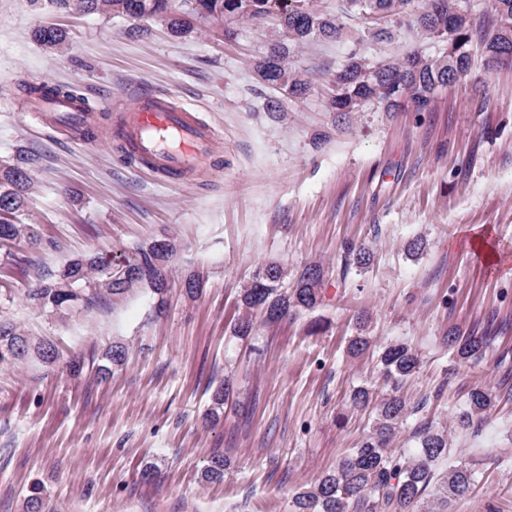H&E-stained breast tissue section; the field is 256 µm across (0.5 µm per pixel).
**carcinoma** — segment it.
Returning <instances> with one entry per match:
<instances>
[{"instance_id":"obj_1","label":"carcinoma","mask_w":512,"mask_h":512,"mask_svg":"<svg viewBox=\"0 0 512 512\" xmlns=\"http://www.w3.org/2000/svg\"><path fill=\"white\" fill-rule=\"evenodd\" d=\"M60 7H75L82 12L118 15L132 20L160 16L169 21L170 29L179 33L185 27L183 15L190 14L219 26L257 24L271 18L275 28L269 52L259 57L255 75L259 83L272 85L284 94L301 98L312 88L306 75L288 66L290 48L299 47L315 37L339 39L343 25L322 12L317 0H56ZM349 11L363 16L386 18L407 14L413 17L417 33L424 40L448 41L443 52L425 56L417 49L398 54L372 65L357 52L333 74L335 94L330 100L334 112H357L367 102H376L386 112H400L389 93L394 82H405L414 91L413 111L425 112L442 86L466 77L471 58L458 53L461 45L473 40L482 43L485 64L493 66L512 60V0H492L495 16L493 33L486 36L472 18L462 12L457 0H345ZM36 37L43 44L58 46L66 41V32L56 27H41ZM28 176L20 167L0 169V243L26 238L40 242L32 224H15L13 218L27 203ZM170 244L157 242L140 248L136 256L114 261L102 253L70 259L60 270L29 289L25 299L37 308L65 314L75 305L87 302L104 292L120 294L136 282H145L164 303L167 289L166 262ZM287 278L277 264L258 271L241 296L249 310L263 314L269 322L315 307L321 301V271L307 268L295 278L291 287H283ZM457 358L466 363L485 351L486 336H466L449 340ZM34 354L52 362L57 353L47 341L34 342L7 321L0 320V366ZM126 352L120 345L106 350L95 373L105 379L111 367L124 362ZM380 376L393 393L377 406L372 431L352 449L336 468L323 474L292 500V512H433L418 504L425 493L436 489V500L448 504L464 496L473 481V472L455 468L443 475L435 462L448 453V433L433 424L414 423L413 448L396 454L390 443L404 421L414 414L405 400L395 393L399 385L419 369L420 361L413 350L402 343L385 346L378 356ZM230 386L216 388L206 417L215 421L224 413ZM495 396L482 389L470 391L466 407L459 416L463 428L481 420L493 405ZM224 478V459L217 458L202 472L205 482Z\"/></svg>"}]
</instances>
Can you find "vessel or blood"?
Here are the masks:
<instances>
[{
  "mask_svg": "<svg viewBox=\"0 0 512 512\" xmlns=\"http://www.w3.org/2000/svg\"><path fill=\"white\" fill-rule=\"evenodd\" d=\"M41 107L54 122L81 128L91 112L79 100L49 96ZM214 132L186 104L163 92L138 93L122 113L113 140L140 169L169 179L197 173L211 154Z\"/></svg>",
  "mask_w": 512,
  "mask_h": 512,
  "instance_id": "b4317fda",
  "label": "vessel or blood"
}]
</instances>
